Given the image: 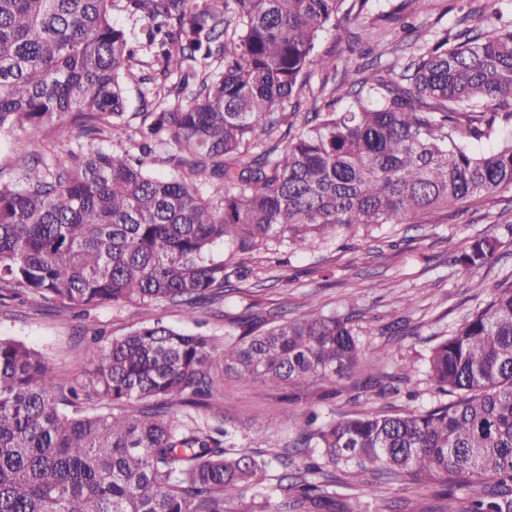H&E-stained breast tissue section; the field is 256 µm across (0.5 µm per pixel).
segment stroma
<instances>
[{"instance_id":"35a3bbf8","label":"stroma","mask_w":512,"mask_h":512,"mask_svg":"<svg viewBox=\"0 0 512 512\" xmlns=\"http://www.w3.org/2000/svg\"><path fill=\"white\" fill-rule=\"evenodd\" d=\"M484 2L437 0L417 24L426 35L450 29L463 13L481 11ZM76 133L65 118L37 131L17 129L0 135V171L21 176L31 137L66 140ZM486 235L500 240L498 257L468 275L455 258L467 242ZM212 255L226 261L229 271L242 267L250 271L239 292L225 296L223 315L202 308L190 320L181 306L170 303L149 309L134 304L62 309L25 294L0 298V337L35 349L59 376L72 381L113 338L157 318L188 334L203 331L220 337L229 330L230 318L252 311L282 307L292 317L315 309L357 313L364 349L377 368L410 375L411 383L381 396L353 389L348 379H321L293 403L285 386L256 383L248 387L229 378L219 383L227 429L238 442L264 452L269 461L268 479L273 482L282 473L274 458L275 448L295 436L294 428L283 421L286 410L302 413L315 407L324 413H354L436 403L439 395L427 380L424 360L440 339L482 304V296L470 286L471 279L493 283L512 274V189L430 213L421 224L388 225L349 241L329 238L307 249L273 243L235 256L218 243ZM395 318L404 319L406 326L392 335L386 326ZM433 502L432 488L391 482L381 490L377 512H418Z\"/></svg>"}]
</instances>
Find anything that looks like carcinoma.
<instances>
[{
  "label": "carcinoma",
  "instance_id": "obj_1",
  "mask_svg": "<svg viewBox=\"0 0 512 512\" xmlns=\"http://www.w3.org/2000/svg\"><path fill=\"white\" fill-rule=\"evenodd\" d=\"M373 0H0V133L70 115L85 134L126 135L124 79L145 85L139 147L168 150L152 175L120 146L63 144L50 163L28 141L22 178L0 175V297L18 290L63 308L163 302L195 310L236 290L222 242L248 252L269 241L311 247L329 237L420 224L431 212L512 186V18L465 13L426 38L408 15L434 0H397L378 20L402 23L411 55L370 53L343 67L347 89L296 113L322 32L352 20L368 33ZM142 21L140 46L114 24ZM145 48L153 63L139 60ZM137 66L145 71L137 74ZM267 139L257 137V129ZM224 192L204 199L195 182ZM498 240L457 257L473 272ZM490 300L431 349L425 374L448 401L360 412L300 431L319 461L267 482L263 453L179 404L209 406L211 371L302 390L357 366V387L383 392L357 314L280 312L238 319L224 341L157 319L112 340L71 397L34 349L0 337V512H224L252 493L253 512H342L367 475L435 487L446 512H512V278L471 280ZM97 396L108 411L93 412Z\"/></svg>",
  "mask_w": 512,
  "mask_h": 512
}]
</instances>
